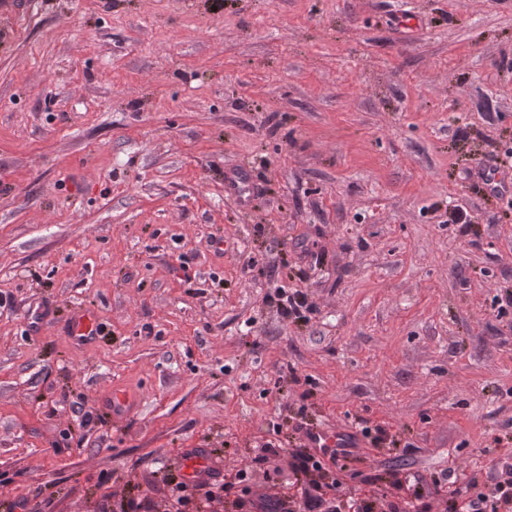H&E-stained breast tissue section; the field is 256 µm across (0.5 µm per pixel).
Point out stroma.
I'll use <instances>...</instances> for the list:
<instances>
[{"label":"stroma","mask_w":512,"mask_h":512,"mask_svg":"<svg viewBox=\"0 0 512 512\" xmlns=\"http://www.w3.org/2000/svg\"><path fill=\"white\" fill-rule=\"evenodd\" d=\"M493 155L512 175V0H12L0 512H163L201 477L236 512L295 493L298 422L360 418L390 441L359 439L327 498L419 475L440 512L434 478L512 459V204L473 180ZM277 298L280 311L287 319L304 320L307 319V314L313 312V307L308 304L305 294L298 290L288 295L279 293Z\"/></svg>","instance_id":"obj_1"}]
</instances>
